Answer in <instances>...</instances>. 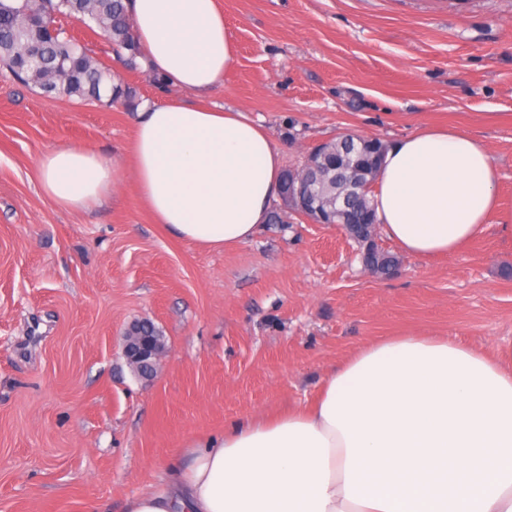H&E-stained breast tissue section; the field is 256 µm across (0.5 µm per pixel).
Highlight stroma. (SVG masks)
<instances>
[{"label":"stroma","instance_id":"35a3bbf8","mask_svg":"<svg viewBox=\"0 0 512 512\" xmlns=\"http://www.w3.org/2000/svg\"><path fill=\"white\" fill-rule=\"evenodd\" d=\"M236 62L209 103L247 112L300 166L353 132L392 141L449 124L485 142L512 213V0H220ZM66 29L134 91L148 72L115 62L99 31ZM134 115L0 75V512H123L167 478L194 438L311 401L332 366L416 332L495 351L512 344V233L490 223L459 253L396 251L379 277L337 224L282 199L252 240L202 249L139 199ZM64 145L118 162L101 204L64 209L37 162ZM161 330L152 379L121 354L134 321Z\"/></svg>","mask_w":512,"mask_h":512}]
</instances>
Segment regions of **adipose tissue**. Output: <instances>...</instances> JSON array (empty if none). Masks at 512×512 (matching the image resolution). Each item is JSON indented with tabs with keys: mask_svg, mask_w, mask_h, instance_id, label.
I'll return each mask as SVG.
<instances>
[{
	"mask_svg": "<svg viewBox=\"0 0 512 512\" xmlns=\"http://www.w3.org/2000/svg\"><path fill=\"white\" fill-rule=\"evenodd\" d=\"M146 67L180 95L143 103L137 189L176 237L219 250L251 240L281 191L280 152L245 113L208 106L235 62L219 0H129ZM42 190L100 203L116 164L82 146L43 153ZM484 142L424 126L392 142L373 193L405 254L457 253L498 213ZM124 512H512V350L406 333L337 363L315 401L192 440L188 461Z\"/></svg>",
	"mask_w": 512,
	"mask_h": 512,
	"instance_id": "obj_1",
	"label": "adipose tissue"
}]
</instances>
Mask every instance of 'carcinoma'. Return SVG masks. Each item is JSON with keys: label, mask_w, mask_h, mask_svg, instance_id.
Masks as SVG:
<instances>
[{"label": "carcinoma", "mask_w": 512, "mask_h": 512, "mask_svg": "<svg viewBox=\"0 0 512 512\" xmlns=\"http://www.w3.org/2000/svg\"><path fill=\"white\" fill-rule=\"evenodd\" d=\"M66 18L91 22L101 31L112 47V53L131 71L139 69L141 52L137 45L126 0H0V68L9 71L14 81L24 86L49 83L51 92L81 100L105 98L111 105H121L135 111L137 101L112 69L97 61L91 50L68 39L64 29L51 33L57 23L52 9ZM36 46L40 61L29 62V48ZM329 157H341L343 168L338 180L326 187L327 194L336 193V182L351 174L361 177L364 189L350 198L345 209L348 224L358 225L359 235L365 226L375 223L370 193L385 143L377 137L345 134L323 144Z\"/></svg>", "instance_id": "1"}]
</instances>
